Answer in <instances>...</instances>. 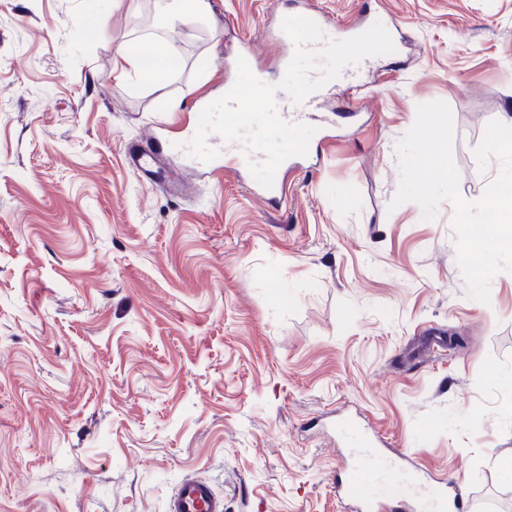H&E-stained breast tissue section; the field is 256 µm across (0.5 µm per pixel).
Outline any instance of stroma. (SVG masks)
Listing matches in <instances>:
<instances>
[{"label": "stroma", "mask_w": 512, "mask_h": 512, "mask_svg": "<svg viewBox=\"0 0 512 512\" xmlns=\"http://www.w3.org/2000/svg\"><path fill=\"white\" fill-rule=\"evenodd\" d=\"M170 2L0 0V512H168L188 473L224 512H344L336 472L375 433L386 512L451 478L462 512H505L512 272L471 298L451 203L390 202L423 103L451 108L466 201L499 175L474 150L512 115V0H313L326 37L379 22L394 50L328 91L319 160L276 205L252 174L163 150L148 178L125 148L180 136L242 41L280 82L304 0H211L192 24ZM158 39L180 54L163 92L117 78L120 45Z\"/></svg>", "instance_id": "stroma-1"}]
</instances>
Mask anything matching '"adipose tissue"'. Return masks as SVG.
Listing matches in <instances>:
<instances>
[{
	"mask_svg": "<svg viewBox=\"0 0 512 512\" xmlns=\"http://www.w3.org/2000/svg\"><path fill=\"white\" fill-rule=\"evenodd\" d=\"M178 58L179 51L171 42L156 41L145 47L134 41L117 49L114 69L122 76L134 73L139 82L158 91L165 87L171 65Z\"/></svg>",
	"mask_w": 512,
	"mask_h": 512,
	"instance_id": "adipose-tissue-1",
	"label": "adipose tissue"
}]
</instances>
